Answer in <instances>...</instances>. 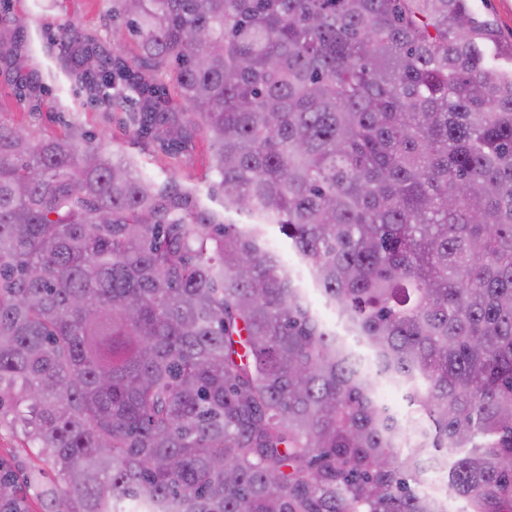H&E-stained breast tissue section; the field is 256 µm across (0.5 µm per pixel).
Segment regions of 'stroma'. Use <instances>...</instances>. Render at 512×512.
I'll list each match as a JSON object with an SVG mask.
<instances>
[{
    "label": "stroma",
    "mask_w": 512,
    "mask_h": 512,
    "mask_svg": "<svg viewBox=\"0 0 512 512\" xmlns=\"http://www.w3.org/2000/svg\"><path fill=\"white\" fill-rule=\"evenodd\" d=\"M111 2L10 0L0 18L18 30L14 51L24 65L9 70L0 64V125L44 137L77 134L115 155L133 157L143 178L174 181L197 207L223 211V199L214 187L209 136L198 130L188 146L168 149L137 135L128 105L105 109L89 104L81 86L85 69L75 45L60 40L59 29L77 28L96 40L101 54H112L116 25L106 11Z\"/></svg>",
    "instance_id": "1"
}]
</instances>
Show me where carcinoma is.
I'll return each mask as SVG.
<instances>
[{
    "label": "carcinoma",
    "mask_w": 512,
    "mask_h": 512,
    "mask_svg": "<svg viewBox=\"0 0 512 512\" xmlns=\"http://www.w3.org/2000/svg\"><path fill=\"white\" fill-rule=\"evenodd\" d=\"M119 15L138 54L86 52L88 99L166 145L204 129L224 213L100 145L0 126V423L55 469L41 512H442L409 485L441 449L473 512H512V71L491 26L470 0ZM17 40L0 27L8 67ZM0 512H30L2 460Z\"/></svg>",
    "instance_id": "obj_1"
}]
</instances>
